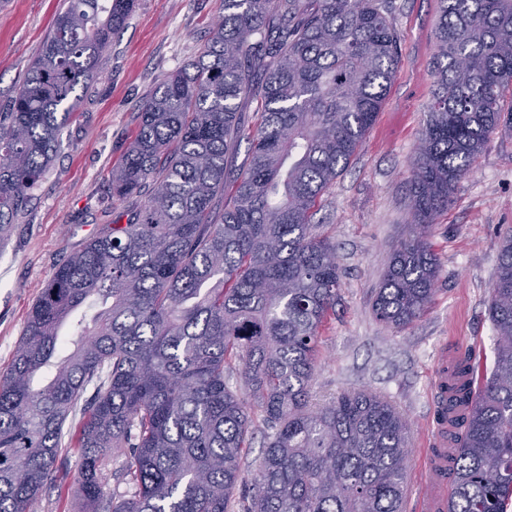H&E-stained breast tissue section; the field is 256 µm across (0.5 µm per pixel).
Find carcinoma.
Returning <instances> with one entry per match:
<instances>
[{
  "label": "carcinoma",
  "instance_id": "cac0c4a2",
  "mask_svg": "<svg viewBox=\"0 0 512 512\" xmlns=\"http://www.w3.org/2000/svg\"><path fill=\"white\" fill-rule=\"evenodd\" d=\"M439 3L413 223L391 245L373 302L392 329L425 312L436 215L493 131L512 124V0ZM137 6L67 0L54 16L0 113V240ZM399 47L390 0H224L201 52L142 107L112 170L127 223L105 225L58 267L0 376V512H26L52 480L77 410L85 512H230L256 408L271 433L238 512H404L405 416L365 390L324 404L310 395L340 281L336 245L312 217L374 124ZM255 90L264 109L247 130L238 108ZM243 138L249 163L222 206L227 155ZM91 302L101 309L88 323L78 313ZM488 315L484 385L474 388L468 354L448 369V512H503L512 492V230L499 240ZM117 448L128 449L120 477L132 485L120 501L104 490Z\"/></svg>",
  "mask_w": 512,
  "mask_h": 512
}]
</instances>
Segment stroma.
Wrapping results in <instances>:
<instances>
[{
    "mask_svg": "<svg viewBox=\"0 0 512 512\" xmlns=\"http://www.w3.org/2000/svg\"><path fill=\"white\" fill-rule=\"evenodd\" d=\"M399 63L384 104L357 153L323 194L314 215L336 244V312L320 332L311 393L322 403L366 389L390 400L410 425L405 512L424 492L433 448V383L457 352L489 373L495 333L487 314L500 235L512 228V128H498L474 161L430 242L438 263L423 316L396 331L372 311L389 247L412 221L411 160L434 85L438 0H392ZM62 0H0V112L12 99ZM222 11L221 0H139L135 13L82 92L52 164L0 245V374L15 355L27 313L59 264L124 220L109 179L123 159L137 115L169 72L193 59ZM78 448L63 452L56 478L27 512H82Z\"/></svg>",
    "mask_w": 512,
    "mask_h": 512,
    "instance_id": "35a3bbf8",
    "label": "stroma"
}]
</instances>
